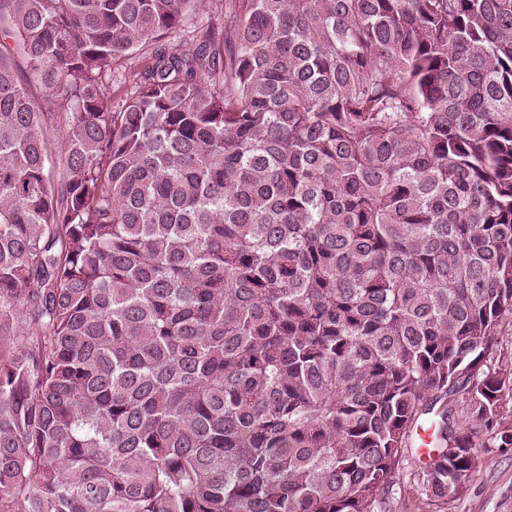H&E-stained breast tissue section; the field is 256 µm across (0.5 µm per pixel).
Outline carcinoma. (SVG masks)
Instances as JSON below:
<instances>
[{
    "mask_svg": "<svg viewBox=\"0 0 512 512\" xmlns=\"http://www.w3.org/2000/svg\"><path fill=\"white\" fill-rule=\"evenodd\" d=\"M197 2L0 0V512H392L424 424L454 497L512 449V0ZM223 4L216 0H201L195 13L184 23L179 33L181 39L189 45L194 44L211 24L218 25L223 17Z\"/></svg>",
    "mask_w": 512,
    "mask_h": 512,
    "instance_id": "1",
    "label": "carcinoma"
}]
</instances>
